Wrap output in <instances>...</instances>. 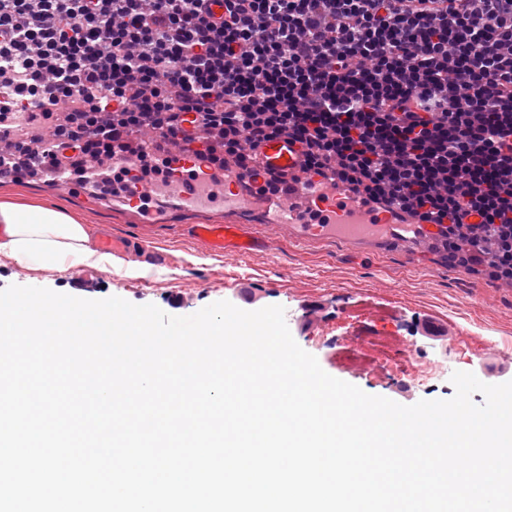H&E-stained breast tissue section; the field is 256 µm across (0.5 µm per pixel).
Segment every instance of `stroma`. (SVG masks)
I'll return each instance as SVG.
<instances>
[{
	"mask_svg": "<svg viewBox=\"0 0 512 512\" xmlns=\"http://www.w3.org/2000/svg\"><path fill=\"white\" fill-rule=\"evenodd\" d=\"M0 201L59 208L103 234L137 240L132 211L72 185L63 189L34 178L0 183ZM224 212L160 210L150 231L151 255L122 257L112 273L76 268L60 274L20 266L0 253V290L10 285L46 287L79 295V281L96 285L94 298L121 297L188 316L226 300L237 302L240 284L250 285L252 309L279 305L297 344L329 375L365 393L402 405L448 399L452 383L415 386L406 365L442 364L474 373L481 381L512 380V288L471 268L449 263L445 252L411 255L352 250L336 242L298 246L281 237L274 246L237 256L215 254L190 238L185 225L220 221ZM144 274L131 277L127 265ZM447 326L444 342L423 334L425 322Z\"/></svg>",
	"mask_w": 512,
	"mask_h": 512,
	"instance_id": "stroma-1",
	"label": "stroma"
}]
</instances>
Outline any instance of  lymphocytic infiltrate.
Returning a JSON list of instances; mask_svg holds the SVG:
<instances>
[{"instance_id": "obj_1", "label": "lymphocytic infiltrate", "mask_w": 512, "mask_h": 512, "mask_svg": "<svg viewBox=\"0 0 512 512\" xmlns=\"http://www.w3.org/2000/svg\"><path fill=\"white\" fill-rule=\"evenodd\" d=\"M0 180H19L25 122L77 152L70 175L151 129L215 170L286 134L304 167L438 226L449 253L512 282V0H0Z\"/></svg>"}]
</instances>
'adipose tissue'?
<instances>
[{
	"label": "adipose tissue",
	"instance_id": "adipose-tissue-1",
	"mask_svg": "<svg viewBox=\"0 0 512 512\" xmlns=\"http://www.w3.org/2000/svg\"><path fill=\"white\" fill-rule=\"evenodd\" d=\"M0 252L21 266L59 273L78 267L111 270L112 254L94 248L80 220L65 211L0 202Z\"/></svg>",
	"mask_w": 512,
	"mask_h": 512
}]
</instances>
